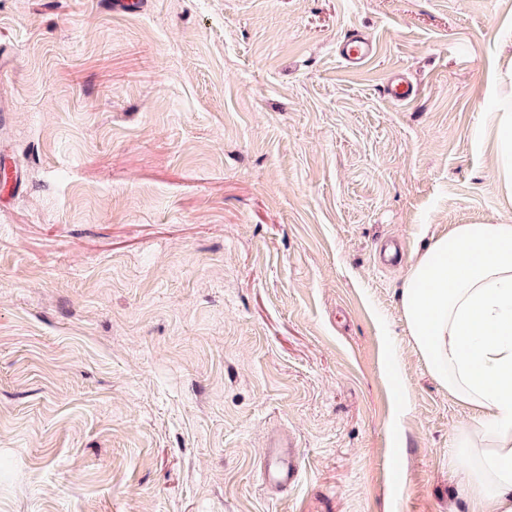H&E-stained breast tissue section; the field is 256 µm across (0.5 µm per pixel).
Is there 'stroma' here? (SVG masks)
Returning a JSON list of instances; mask_svg holds the SVG:
<instances>
[{
  "mask_svg": "<svg viewBox=\"0 0 512 512\" xmlns=\"http://www.w3.org/2000/svg\"><path fill=\"white\" fill-rule=\"evenodd\" d=\"M511 61L512 0H0V512H471L473 413L399 293L431 238L512 217ZM376 49L374 40L357 31L347 32L338 43V55L349 67L362 65L372 57ZM491 81L501 88L495 112L491 113L497 174L504 190L512 195V73L495 71ZM383 93L393 102L406 103L413 98L415 89L413 84L404 76H395L386 82ZM294 442L287 437H277L268 444L264 454L262 480L269 490H288L300 478V463Z\"/></svg>",
  "mask_w": 512,
  "mask_h": 512,
  "instance_id": "stroma-1",
  "label": "stroma"
}]
</instances>
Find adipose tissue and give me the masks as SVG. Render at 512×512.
Instances as JSON below:
<instances>
[{
  "label": "adipose tissue",
  "mask_w": 512,
  "mask_h": 512,
  "mask_svg": "<svg viewBox=\"0 0 512 512\" xmlns=\"http://www.w3.org/2000/svg\"><path fill=\"white\" fill-rule=\"evenodd\" d=\"M497 174L512 195V73L495 71ZM414 345L449 396L481 416L457 429L462 492L478 512H512V221L456 224L427 246L400 289Z\"/></svg>",
  "instance_id": "adipose-tissue-1"
}]
</instances>
